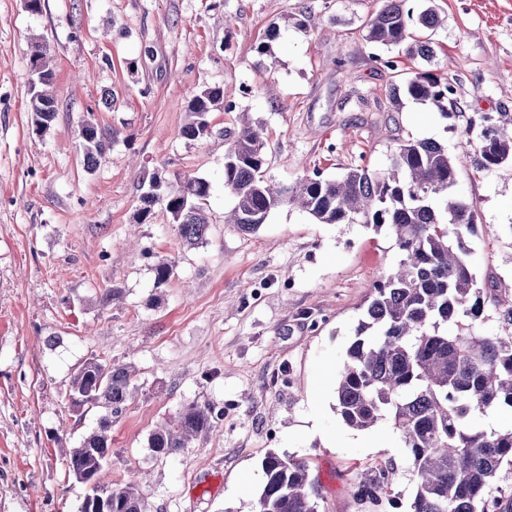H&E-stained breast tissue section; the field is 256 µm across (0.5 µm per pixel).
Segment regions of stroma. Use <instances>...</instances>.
I'll return each instance as SVG.
<instances>
[{
    "label": "stroma",
    "mask_w": 512,
    "mask_h": 512,
    "mask_svg": "<svg viewBox=\"0 0 512 512\" xmlns=\"http://www.w3.org/2000/svg\"><path fill=\"white\" fill-rule=\"evenodd\" d=\"M430 3L442 24L426 62L367 42L381 0H41L36 13L0 0V512H76L87 494L66 461L100 411H76L68 393L93 354L134 368L102 480L145 473L148 512H252L270 451L307 463L321 512H359L355 474L391 461L411 497L392 424L346 427L333 389L370 284L400 259L393 237L285 205L241 233L224 222L223 147L178 130L194 95L235 90L234 111L211 124L237 128L243 112L263 123L271 185L382 170L401 140L447 144L454 195L477 213V277L512 289V165L476 171L460 146L469 122L512 113V0H409ZM37 42L50 46L57 101L40 135ZM428 69L452 86L451 118L393 98ZM91 117L115 139L90 170L78 130ZM155 174L209 182L203 244L181 247L161 210L135 224ZM165 256L176 268L158 288ZM112 286L121 302L101 305ZM189 404L213 406L215 428L180 455L154 454L152 430Z\"/></svg>",
    "instance_id": "obj_1"
}]
</instances>
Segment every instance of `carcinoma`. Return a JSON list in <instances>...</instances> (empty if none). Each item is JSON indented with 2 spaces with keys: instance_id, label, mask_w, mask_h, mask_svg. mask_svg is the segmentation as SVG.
<instances>
[{
  "instance_id": "1",
  "label": "carcinoma",
  "mask_w": 512,
  "mask_h": 512,
  "mask_svg": "<svg viewBox=\"0 0 512 512\" xmlns=\"http://www.w3.org/2000/svg\"><path fill=\"white\" fill-rule=\"evenodd\" d=\"M407 0H383L369 21L366 39L377 46L406 45L408 54L431 61L429 41L412 43L416 24L434 29L441 23L435 9L415 14ZM45 42L33 45L31 67L32 132L40 135L53 122L57 107L49 91L54 71ZM406 95L429 103L448 118L452 87L432 71L417 72L404 84ZM222 87L195 95L186 109L179 135L189 140L212 136L211 113L233 111ZM508 113L484 115L480 130L466 131L465 146L478 170L512 164V134L500 128ZM87 169H93L112 147V129L86 120L78 132ZM261 126L244 123L224 138V187L234 200L225 222L253 233L273 209L295 203L321 224L359 221L377 231H392L402 258L389 274L371 285L365 320L334 379L336 412L343 424L368 431L382 420L392 422L410 460L413 486L408 512H512V478L500 476L503 462L512 465V425L485 429L475 418L501 406L512 408V330L501 335L462 332V319L476 321L485 308L512 311V291L483 288L470 261L465 237L478 232L475 210L448 199L456 183V161L436 141H401L383 172L357 166L340 178L303 177L280 186L266 182ZM209 184L187 178L180 187L160 176L150 178L140 198L135 222L148 224L161 208L176 224L180 243L196 246L207 236L204 201ZM174 261L154 263L155 287L166 285ZM133 370L97 355L75 370L69 399L103 411L97 428L72 451L67 467L78 481L91 486L78 512H148L140 482L112 485L100 481L112 453V423L132 397ZM213 427V408L190 404L149 436L157 455H177ZM265 482L255 512H318V489L308 466L268 452ZM397 469L388 464L357 474L354 498L378 508L395 505Z\"/></svg>"
}]
</instances>
